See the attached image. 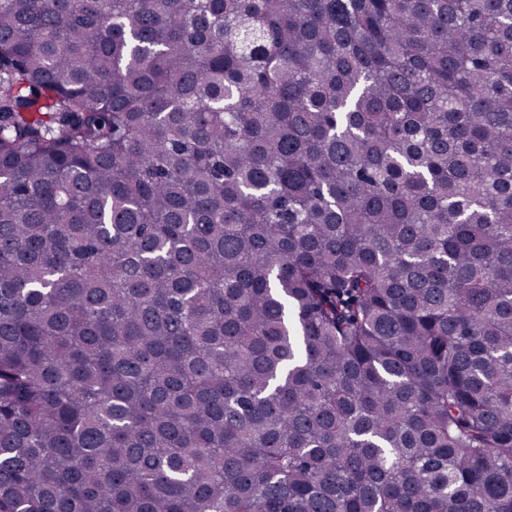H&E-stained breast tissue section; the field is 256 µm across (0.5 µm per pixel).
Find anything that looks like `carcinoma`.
Returning a JSON list of instances; mask_svg holds the SVG:
<instances>
[{"label": "carcinoma", "instance_id": "1", "mask_svg": "<svg viewBox=\"0 0 512 512\" xmlns=\"http://www.w3.org/2000/svg\"><path fill=\"white\" fill-rule=\"evenodd\" d=\"M0 512H512V0H0Z\"/></svg>", "mask_w": 512, "mask_h": 512}]
</instances>
